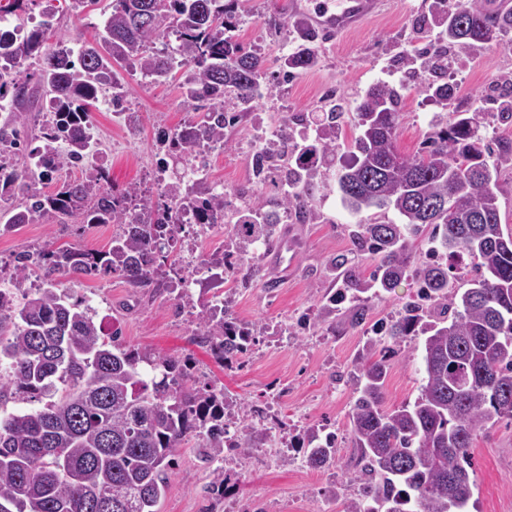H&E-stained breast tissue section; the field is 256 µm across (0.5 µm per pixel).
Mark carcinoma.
Segmentation results:
<instances>
[{"label": "carcinoma", "mask_w": 512, "mask_h": 512, "mask_svg": "<svg viewBox=\"0 0 512 512\" xmlns=\"http://www.w3.org/2000/svg\"><path fill=\"white\" fill-rule=\"evenodd\" d=\"M104 35L78 49L70 41L48 43L54 16L27 28L20 21L0 33V98L24 111L30 77L16 70L20 60L42 61L37 89L49 97L43 145L31 142L17 119L0 125V212L5 230L33 214L73 218L82 224H118L121 233L103 251L47 243L16 254L11 282L0 289V403L18 398L35 407L0 418V512H159L174 456L197 439L199 458L214 466L210 491L225 496L224 390H196L179 360L122 343L118 330L95 321V311L74 299L61 279L118 273L136 288L156 281L157 259L172 254L171 226L191 210L198 224L224 223V196L182 177L167 186L168 202L153 204L139 188L112 187L106 174L50 182L64 167L88 156L89 106L117 85L112 63L124 64L152 82L178 78L183 103L198 113L181 129L163 130L168 155L188 166L206 164L202 143L224 141L229 113L250 112L261 97L267 60L226 36L237 24V0H110ZM445 37L429 56L405 50L401 62L443 78L448 64L475 46L512 29V18L488 12L479 0L462 10L443 11ZM161 44L162 49L152 48ZM315 50L298 49L284 68L307 70ZM400 91L370 87L356 108L352 160L337 175L342 199L353 212L392 209L396 224H358L350 231L354 253L378 259L365 276L345 257L330 261L339 294H351V323L365 320L366 296L373 288L390 291L410 276L415 299L404 314L380 326L367 342V356L353 364L349 412L352 447L358 457L351 480L358 495L345 512H467L471 498L468 468L477 435L512 420V233L500 220L492 150L481 134V113L456 112L414 155L397 143ZM340 113H325L315 143L283 169L267 148L255 158L258 179L288 181L283 205L305 221L314 192L334 157ZM63 142L59 152L55 143ZM35 157L36 168L7 156ZM236 257L256 254L276 233L259 208L236 221ZM429 231L432 259L413 262L411 238ZM467 257L474 276L464 291L453 288L449 261ZM34 264L44 287L15 303ZM424 335L423 383L412 402L385 405L389 364L374 358L376 348L414 343ZM197 335L222 364L241 359L253 341L251 329L215 301ZM238 449L254 447L265 427L252 410L238 406ZM305 459L320 470L336 458V438L310 429Z\"/></svg>", "instance_id": "cac0c4a2"}]
</instances>
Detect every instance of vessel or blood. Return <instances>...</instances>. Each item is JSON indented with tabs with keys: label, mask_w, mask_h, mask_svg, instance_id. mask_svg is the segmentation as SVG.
<instances>
[{
	"label": "vessel or blood",
	"mask_w": 512,
	"mask_h": 512,
	"mask_svg": "<svg viewBox=\"0 0 512 512\" xmlns=\"http://www.w3.org/2000/svg\"><path fill=\"white\" fill-rule=\"evenodd\" d=\"M292 14L305 18L308 26L325 37H337L362 25L374 13L377 0H336L334 7L309 11L304 0H290Z\"/></svg>",
	"instance_id": "1"
}]
</instances>
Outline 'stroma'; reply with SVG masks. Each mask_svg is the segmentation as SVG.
<instances>
[{"label":"stroma","mask_w":512,"mask_h":512,"mask_svg":"<svg viewBox=\"0 0 512 512\" xmlns=\"http://www.w3.org/2000/svg\"><path fill=\"white\" fill-rule=\"evenodd\" d=\"M434 0H379L362 26L340 39L315 40L318 64L289 81H279L280 64L302 43L304 28L288 13L287 0H241L239 22L232 35L244 48L260 50L269 60L268 77L278 87L258 101L239 124L228 128L222 148L206 156V181L223 185L229 211L254 204L277 211L278 189L255 184L243 152L253 129L275 135L284 117L299 113L343 112L337 143V162L354 150L356 105L372 85L403 88L398 146L404 154L419 151L446 108L430 95L432 75L408 70L399 56L415 40H435L439 28L432 19ZM55 14L56 35L71 42L92 39L102 32L104 18L94 11L77 17L72 0H25L20 15L0 13V26L18 19L35 25L43 11ZM458 77L453 84V104L466 109L478 105L486 118L482 135L489 144L512 141V123L497 122L494 94L504 78H512V30L455 60ZM116 80L125 100V112L139 120L138 135H130L125 112L112 107L111 92H103L89 117L95 146L93 158L83 167L63 171V178H83L102 167L119 188L138 186L158 200L157 171L160 154L155 148L158 127L170 129L194 121L197 114L182 102L177 81L156 84L124 67H116ZM312 217L305 222L280 224L270 247L260 249L258 263L273 280L266 287L258 279L243 281L237 271H225L224 294L238 319L254 326L255 340L240 366L219 364L195 336L207 304L216 291L201 280L197 268L185 269L192 278L194 306L176 308L171 294L132 287L122 276L71 278L65 287L85 299L98 318L119 329L125 344L179 359H189L197 386L224 388L229 398L248 408L262 407L284 423L270 431L262 447L239 456L227 466L229 496L214 503L206 488L210 473L197 455L195 443L180 450L178 462L161 499L160 512H343L346 500L358 492L349 478L348 465L355 453L348 414L353 382L352 362L360 357L368 337L386 320L397 316L416 293L407 279L369 303L363 325H350L349 302L330 305L337 292L336 275L329 263L349 255V227L395 219L394 211L370 208L349 210L336 184L316 191ZM119 231L115 224H82L43 215L0 235V287L10 284L12 254L35 249L46 242L76 244L93 250L111 247ZM178 242L194 243L198 261L219 249L233 252V225L200 227L185 224L175 231ZM421 347L388 351L391 370L386 381L387 404L414 400L419 394ZM329 425L336 435V460L328 468H309L303 454L288 463L269 464L265 451L286 448L297 434L310 427ZM470 472L472 496L468 512H512V421L503 420L479 434L473 444Z\"/></svg>","instance_id":"35a3bbf8"}]
</instances>
